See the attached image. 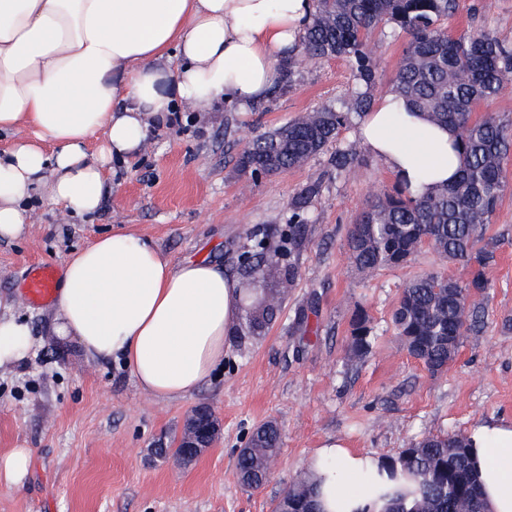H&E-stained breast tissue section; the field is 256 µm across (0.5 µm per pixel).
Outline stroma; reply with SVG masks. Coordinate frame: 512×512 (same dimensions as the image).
<instances>
[{
	"label": "stroma",
	"mask_w": 512,
	"mask_h": 512,
	"mask_svg": "<svg viewBox=\"0 0 512 512\" xmlns=\"http://www.w3.org/2000/svg\"><path fill=\"white\" fill-rule=\"evenodd\" d=\"M484 26L512 42V0H461L448 22L455 35ZM352 87L347 62L329 59L299 67L287 93L246 112L226 103L206 112L178 103L185 127H150L139 153L113 158L100 210L78 215L39 202L25 235L0 239V304L24 319L34 338L25 364L0 369V453L32 454L23 483L0 486V512H273L327 440L389 458L424 434L512 420V180L485 233L496 250L490 295L475 301L480 329L433 374L396 336L392 314L408 279L431 271L461 278L466 271L428 251L402 268L356 269L348 232L368 201L399 182L370 154L351 172L336 173L332 157L354 143V130L297 168L255 178L237 167L245 130H272ZM314 182L321 190L308 204L294 287L262 335H248L238 320L223 366L189 398L151 397L123 363L85 358L73 341L54 335V303L35 307L21 297L18 278L27 266L61 265L115 228L147 236L172 261H214L240 273L256 241L280 250L288 208ZM359 311L375 336L360 360L349 355ZM200 403L221 421L215 447L187 468L156 455ZM269 421L281 432L279 460L264 486L249 489L236 456Z\"/></svg>",
	"instance_id": "stroma-1"
}]
</instances>
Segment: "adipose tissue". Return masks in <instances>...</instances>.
I'll return each instance as SVG.
<instances>
[{"mask_svg":"<svg viewBox=\"0 0 512 512\" xmlns=\"http://www.w3.org/2000/svg\"><path fill=\"white\" fill-rule=\"evenodd\" d=\"M312 11V0H0V133L32 132L0 152V237L24 235L38 200L97 212L113 158L137 153L177 101L245 110L266 98ZM357 138L419 195L461 168L455 133L390 92L374 100ZM240 297L239 277L224 266L171 262L117 229L63 262L54 333L87 358L123 360L154 397L181 400L223 362ZM33 346L25 321L0 316V367L25 361ZM469 437L490 512H512V421H484ZM382 466L325 442L308 464L319 512H378L387 486L409 488Z\"/></svg>","mask_w":512,"mask_h":512,"instance_id":"adipose-tissue-1","label":"adipose tissue"}]
</instances>
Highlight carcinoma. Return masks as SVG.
I'll return each instance as SVG.
<instances>
[{
    "instance_id": "obj_1",
    "label": "carcinoma",
    "mask_w": 512,
    "mask_h": 512,
    "mask_svg": "<svg viewBox=\"0 0 512 512\" xmlns=\"http://www.w3.org/2000/svg\"><path fill=\"white\" fill-rule=\"evenodd\" d=\"M460 0H314L311 22L299 44L298 54L311 60L341 58L351 65L355 90L349 99L327 104L272 131L256 136L243 148L238 166L254 177L279 173L306 163L353 125L372 102L377 65L371 51L375 34L407 37L390 90L407 105L426 113L437 125L457 131L460 138L461 173L452 184L419 197L408 187L377 197L351 230L350 258L362 272L402 266L411 261L414 245L430 238L441 255L467 270V278H444L429 272L404 285L393 313V324L409 354L433 373L454 360L463 337L477 331L481 316L467 303L469 289L487 292V269L495 242L484 241L507 183L506 165L512 160V121L496 113L474 117L477 107L498 96L512 81V46L491 29L479 28L455 37L447 22L459 10ZM359 153L349 146L336 151V174L358 165ZM320 185H309L289 207L288 267L281 293L294 285V255L309 223L308 197ZM243 305L251 333L261 335L274 310L266 305L267 292L252 273L262 264L274 263L264 241L246 256ZM374 343L367 315L359 311L352 321L349 352L359 359ZM250 442L259 449L238 452L236 467L251 488L266 479L264 460L280 451L279 428L266 423L252 432ZM385 462L390 473L399 470L414 483L412 500L392 497L383 512H485L478 474L470 454L468 435L461 432L428 434L411 443L396 458ZM302 512L315 509V490L308 479L290 484L282 494Z\"/></svg>"
}]
</instances>
